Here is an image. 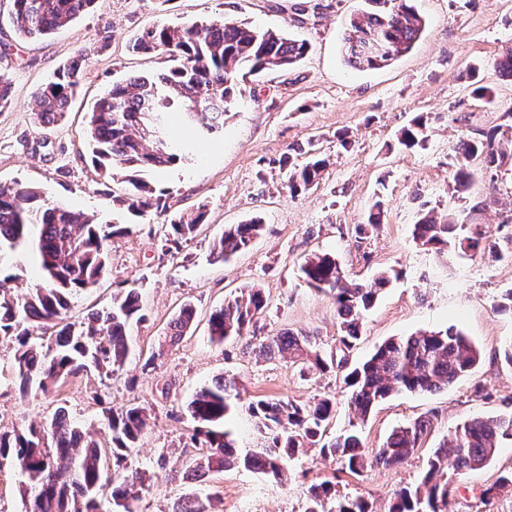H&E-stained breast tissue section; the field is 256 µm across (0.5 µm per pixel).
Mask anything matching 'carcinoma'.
Segmentation results:
<instances>
[{
  "mask_svg": "<svg viewBox=\"0 0 512 512\" xmlns=\"http://www.w3.org/2000/svg\"><path fill=\"white\" fill-rule=\"evenodd\" d=\"M375 5L350 20L344 37L350 62L369 69L389 64L409 52L424 29L425 20L413 0H368ZM94 0H12L11 20L20 36L50 35L87 11ZM309 44L281 31L263 29L247 22L222 20L182 26L157 25L139 34L132 50L162 55L169 62L164 72L135 77L104 93L89 113L87 135L99 175L125 184L122 203L134 216L165 212L164 193L149 174L191 160L190 151L176 144L169 132V115L208 112L224 120L233 103L239 75L267 70H287L308 52ZM88 53H79L60 68L46 84L33 92L36 112L49 125L67 112L70 98L83 77ZM425 117L417 116L404 128L399 142L414 147L424 141ZM302 164L287 158L290 192L315 185L326 166L314 150ZM512 160V131L476 130L460 137L449 166L456 190L468 187L472 165L488 170ZM205 222L198 207L171 218L166 237L188 240ZM133 224H114L104 232L87 214L61 201L47 198L38 186L15 182L0 184V265L29 246L36 248L42 283L25 295L11 292L16 276L0 268V338L14 343L13 374L21 394L36 388L44 393L92 368L114 371L124 364L130 348L128 332L144 319L141 297L135 288L113 297L112 308L96 312L81 322L65 321L74 295L96 286L109 270L112 238L129 236ZM462 225L441 222L425 213L414 224L413 237L421 246L442 253L462 250L477 254L486 249L477 232L460 233ZM261 221L252 219L224 229L213 253L227 260L260 235ZM307 284L331 293L336 301L341 344L348 348L361 333L364 312L378 293L393 280L379 273L367 287L347 277L336 258L312 254L301 265ZM266 299L254 287L247 296L224 301L209 318L210 340L222 344L239 336L263 312ZM195 309L181 307L170 323L166 338L173 343L193 323ZM50 335L48 344L35 337ZM268 358H286L319 371L327 369L315 337L291 330L268 337L260 344ZM481 358L480 350L455 327L420 331L390 338L361 365L349 371L350 406L363 419L380 402L394 394L433 392L445 389L471 371ZM236 382L219 377L196 391L187 411L197 423L193 440L202 448L191 473L202 477L228 467H242L282 481L288 463L302 449L317 447L323 456L340 459L348 471L360 474L368 463L392 466L421 443L430 421L419 419L395 429L372 459H367L359 434L350 431L323 441L325 424L335 412L326 397L308 403L259 399L249 405L269 445L253 453L238 454L227 433L214 429L224 424ZM146 408L132 404L107 416L112 447L102 448L64 409L48 423H32L13 435L0 434V458L11 459L26 476L21 489L24 512H134L146 472H128L127 456L138 447L148 427ZM512 442V399L496 417L473 418L457 425L450 443L435 449L428 458L420 483L404 487L394 496L388 512H452L449 500L455 488L448 481V457L459 474L486 466L498 448ZM112 484V497L104 501L101 490ZM512 491V468L501 471L493 485L481 492ZM171 512H206V505L188 495ZM304 512H372L362 499L336 500L334 485L323 481L308 490Z\"/></svg>",
  "mask_w": 512,
  "mask_h": 512,
  "instance_id": "obj_1",
  "label": "carcinoma"
}]
</instances>
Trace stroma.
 I'll list each match as a JSON object with an SVG mask.
<instances>
[{"label": "stroma", "instance_id": "35a3bbf8", "mask_svg": "<svg viewBox=\"0 0 512 512\" xmlns=\"http://www.w3.org/2000/svg\"><path fill=\"white\" fill-rule=\"evenodd\" d=\"M298 0H96L70 25L46 38L19 36L10 22V0H0V76L12 84V105L0 112V184L23 182L49 198L93 215L108 226L124 218L103 182L86 140L87 114L112 85L159 74L158 55H137L129 44L161 23L202 20L252 22L287 31L311 45L293 69L246 79L224 116L220 133L195 138L210 120L197 115L185 124L173 115L174 136L194 137L195 160L155 174L166 192L167 215H148L135 233L112 240L110 271L94 288L70 301L68 321L79 322L109 308L118 291L137 288L145 319L130 332L133 351L112 375H79L50 393L20 394L12 372L14 348L0 340V433H14L51 418L65 407L71 420L110 447L108 413L129 403L145 405L149 427L127 466L149 472L137 512H169L190 493L206 496L208 512H303L311 485L331 481L339 497L368 501L387 512L394 493L417 485L427 457L449 441L460 422L490 417L512 396V366L498 358L512 338V311L501 297L512 289V161L495 171L473 166L469 190L452 191L449 157L462 134L504 124L512 110V80L498 76L490 61L512 49V0H414L426 25L410 52L377 69L351 67L342 36L360 0H314L309 20L298 21ZM90 57L77 94L63 120L40 125L33 104L36 87L80 51ZM490 84L496 103L471 95L473 78ZM429 116L423 145L405 149L399 131L417 114ZM347 135L348 146L337 138ZM315 142L327 159L319 183L290 193L280 161L293 148ZM383 201L382 224L357 234L371 206ZM204 207L206 222L197 235L165 243L168 215ZM439 219L467 218L489 246L482 254H438L412 238L425 212ZM261 219L263 230L247 250L228 262L212 257V245L226 225ZM336 255L348 276L371 281L381 271L398 278L379 294L364 317L359 341L343 348L334 297L309 287L299 266L314 253ZM262 288L267 306L241 336L224 345L209 340L210 313L224 301ZM196 317L178 343L163 337L184 303ZM461 329L480 349L473 371L437 392H403L378 404L365 419L349 405L343 376L383 341L419 330ZM290 329L315 336L332 363L325 371L304 370L283 359L261 356L258 345ZM154 368H145L150 355ZM234 379L239 390L225 421L237 449L262 447L265 435L248 412L261 398L306 403L327 395L336 414L326 438L356 428L368 454H375L395 428L428 418L432 424L419 448L395 466H372L354 475L340 461L317 450L290 462L291 478L281 484L264 475L233 468L193 480L188 466L200 454L190 436L195 428L186 406L195 392L217 376ZM493 389L492 399L473 392ZM512 466V444L498 449L492 463L459 476L453 512H512V492L481 499L502 468Z\"/></svg>", "mask_w": 512, "mask_h": 512}]
</instances>
